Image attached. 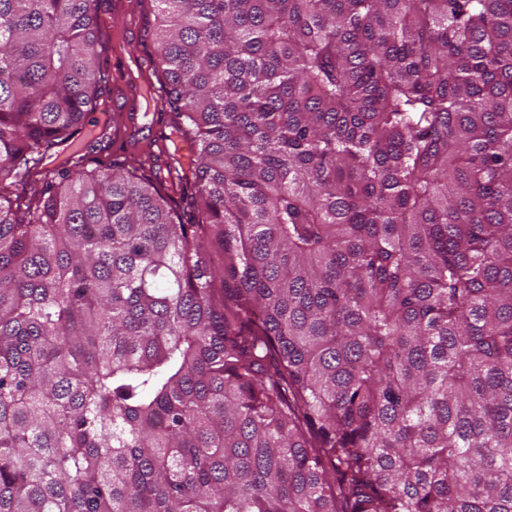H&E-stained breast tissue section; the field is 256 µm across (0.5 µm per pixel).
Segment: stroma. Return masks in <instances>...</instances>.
<instances>
[{
    "mask_svg": "<svg viewBox=\"0 0 512 512\" xmlns=\"http://www.w3.org/2000/svg\"><path fill=\"white\" fill-rule=\"evenodd\" d=\"M95 9L100 28L109 39L100 58L108 75L100 101L127 124L117 140L101 142L93 154L102 159L115 154L141 157L156 149L169 132L166 111H146L142 97L154 80V45L147 35L155 20L151 4L149 0H96Z\"/></svg>",
    "mask_w": 512,
    "mask_h": 512,
    "instance_id": "1",
    "label": "stroma"
}]
</instances>
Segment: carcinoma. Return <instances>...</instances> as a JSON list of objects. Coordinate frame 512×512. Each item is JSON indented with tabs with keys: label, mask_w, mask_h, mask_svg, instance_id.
<instances>
[{
	"label": "carcinoma",
	"mask_w": 512,
	"mask_h": 512,
	"mask_svg": "<svg viewBox=\"0 0 512 512\" xmlns=\"http://www.w3.org/2000/svg\"><path fill=\"white\" fill-rule=\"evenodd\" d=\"M154 2L181 208L0 0V512H512V0Z\"/></svg>",
	"instance_id": "carcinoma-1"
}]
</instances>
